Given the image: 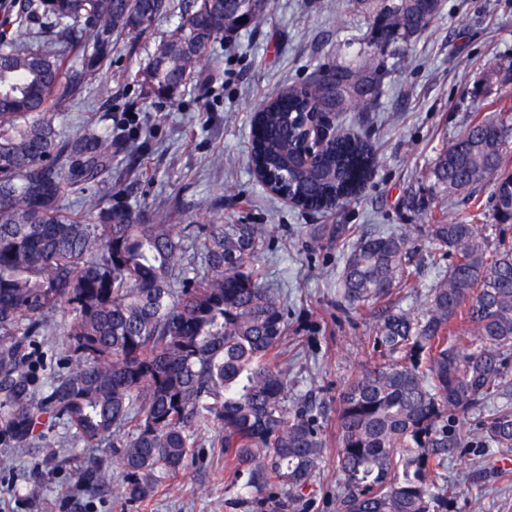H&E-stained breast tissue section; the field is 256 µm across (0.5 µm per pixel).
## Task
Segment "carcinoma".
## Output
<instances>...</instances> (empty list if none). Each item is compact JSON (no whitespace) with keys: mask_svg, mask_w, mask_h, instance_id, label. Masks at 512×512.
<instances>
[{"mask_svg":"<svg viewBox=\"0 0 512 512\" xmlns=\"http://www.w3.org/2000/svg\"><path fill=\"white\" fill-rule=\"evenodd\" d=\"M363 18H386L408 43L433 20L427 0H352ZM265 18L267 0H23L3 4L0 22V442L28 449L50 425L88 447L78 483L110 482L116 449L120 494L149 499L177 478L201 432L246 487L276 507L307 512L327 447L323 425L288 403V309L255 264L266 238L257 224H144L112 205V155L129 141L103 114L65 136L53 113L112 63L123 34L163 15L177 26L140 71L154 97L175 101L190 82L205 88L202 61L218 37ZM379 85L368 67L321 72L255 121L253 160L280 174L301 205L331 212L372 177L370 141L344 136L328 148L315 182L283 167L297 145L295 113L327 101L338 112L366 106ZM442 205L472 210L427 225L428 261L443 270L416 313L391 304L373 329V360L339 397L337 512H448V449L462 438L456 418L512 388V112L473 120L431 161ZM494 181L497 242L482 235L479 192ZM71 193L73 214L63 204ZM410 237H360L337 285L340 301L364 309L412 287ZM69 319L58 324L60 310ZM48 331L64 337V372L38 394L43 356L30 352ZM498 455L512 456V402L479 426Z\"/></svg>","mask_w":512,"mask_h":512,"instance_id":"1","label":"carcinoma"}]
</instances>
